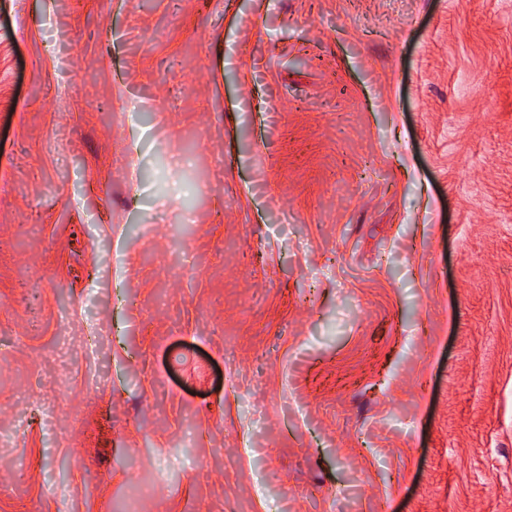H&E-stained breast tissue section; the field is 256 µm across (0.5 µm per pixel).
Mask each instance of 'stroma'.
<instances>
[{
	"mask_svg": "<svg viewBox=\"0 0 512 512\" xmlns=\"http://www.w3.org/2000/svg\"><path fill=\"white\" fill-rule=\"evenodd\" d=\"M0 512H512V0H0Z\"/></svg>",
	"mask_w": 512,
	"mask_h": 512,
	"instance_id": "stroma-1",
	"label": "stroma"
}]
</instances>
